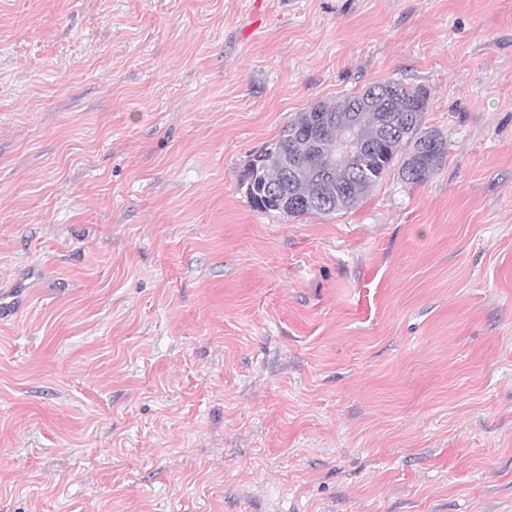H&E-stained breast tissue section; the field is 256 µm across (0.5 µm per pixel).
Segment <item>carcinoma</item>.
Listing matches in <instances>:
<instances>
[{
  "instance_id": "obj_1",
  "label": "carcinoma",
  "mask_w": 512,
  "mask_h": 512,
  "mask_svg": "<svg viewBox=\"0 0 512 512\" xmlns=\"http://www.w3.org/2000/svg\"><path fill=\"white\" fill-rule=\"evenodd\" d=\"M428 91L398 81L374 82L335 102L319 101L297 113L279 137L249 160L240 174L252 206L287 218L334 215L357 209L392 170L409 184L427 180L448 152L443 137L423 127ZM355 127L361 154L327 168L346 127Z\"/></svg>"
}]
</instances>
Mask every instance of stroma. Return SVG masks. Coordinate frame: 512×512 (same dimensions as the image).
<instances>
[{"label":"stroma","mask_w":512,"mask_h":512,"mask_svg":"<svg viewBox=\"0 0 512 512\" xmlns=\"http://www.w3.org/2000/svg\"><path fill=\"white\" fill-rule=\"evenodd\" d=\"M398 79L444 165L239 182ZM0 512H512V0H0Z\"/></svg>","instance_id":"stroma-1"}]
</instances>
